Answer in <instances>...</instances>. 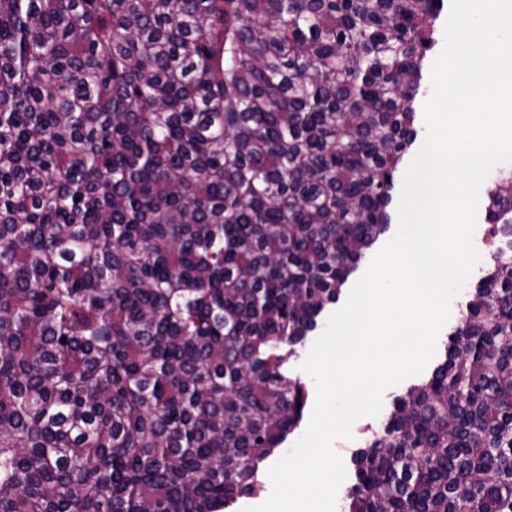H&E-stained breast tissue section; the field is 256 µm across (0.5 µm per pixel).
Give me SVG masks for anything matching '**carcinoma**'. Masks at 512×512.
Here are the masks:
<instances>
[{"label": "carcinoma", "instance_id": "1", "mask_svg": "<svg viewBox=\"0 0 512 512\" xmlns=\"http://www.w3.org/2000/svg\"><path fill=\"white\" fill-rule=\"evenodd\" d=\"M444 0H0V512H224L392 221ZM344 512H512V170Z\"/></svg>", "mask_w": 512, "mask_h": 512}]
</instances>
